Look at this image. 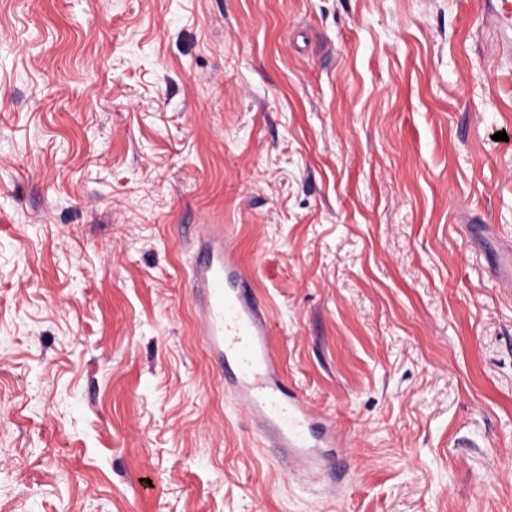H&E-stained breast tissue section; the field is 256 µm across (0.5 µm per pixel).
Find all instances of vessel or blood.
Returning a JSON list of instances; mask_svg holds the SVG:
<instances>
[{
    "label": "vessel or blood",
    "mask_w": 512,
    "mask_h": 512,
    "mask_svg": "<svg viewBox=\"0 0 512 512\" xmlns=\"http://www.w3.org/2000/svg\"><path fill=\"white\" fill-rule=\"evenodd\" d=\"M482 4L503 53H511L512 0ZM189 286L208 356L269 441L281 449L289 471L345 483L351 472L343 454L345 435L280 375L270 347L267 307L221 225L199 226Z\"/></svg>",
    "instance_id": "obj_1"
}]
</instances>
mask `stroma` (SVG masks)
<instances>
[{"instance_id":"35a3bbf8","label":"stroma","mask_w":512,"mask_h":512,"mask_svg":"<svg viewBox=\"0 0 512 512\" xmlns=\"http://www.w3.org/2000/svg\"><path fill=\"white\" fill-rule=\"evenodd\" d=\"M482 8L0 0V512H512V60ZM201 224L347 431L340 493L205 352Z\"/></svg>"}]
</instances>
